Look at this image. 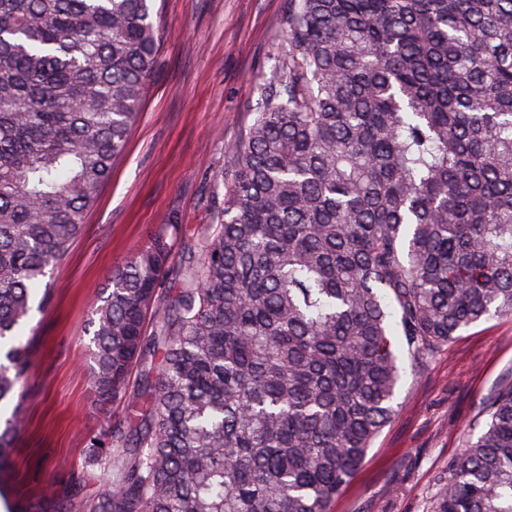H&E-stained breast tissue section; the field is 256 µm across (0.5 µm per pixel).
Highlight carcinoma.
Instances as JSON below:
<instances>
[{"mask_svg":"<svg viewBox=\"0 0 512 512\" xmlns=\"http://www.w3.org/2000/svg\"><path fill=\"white\" fill-rule=\"evenodd\" d=\"M160 39L152 0H0V474L24 320L126 149ZM258 90L209 223L169 215L94 309L95 400L129 415L16 512H331L393 413L392 325L422 367L512 318V0H289ZM468 430L431 512H512V373Z\"/></svg>","mask_w":512,"mask_h":512,"instance_id":"obj_1","label":"carcinoma"}]
</instances>
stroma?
<instances>
[{
	"mask_svg": "<svg viewBox=\"0 0 512 512\" xmlns=\"http://www.w3.org/2000/svg\"><path fill=\"white\" fill-rule=\"evenodd\" d=\"M161 42L140 118L68 253L47 275L52 292L32 311L35 354L12 455L13 493L62 483L84 457L86 436L125 418L92 403L88 331L97 297L150 229L169 214L208 223L223 190L225 148L251 123L258 78L268 74L288 0H155ZM512 371V319L457 333L417 372H403L395 413L332 512H430L436 478L460 453L479 404Z\"/></svg>",
	"mask_w": 512,
	"mask_h": 512,
	"instance_id": "1",
	"label": "stroma"
}]
</instances>
